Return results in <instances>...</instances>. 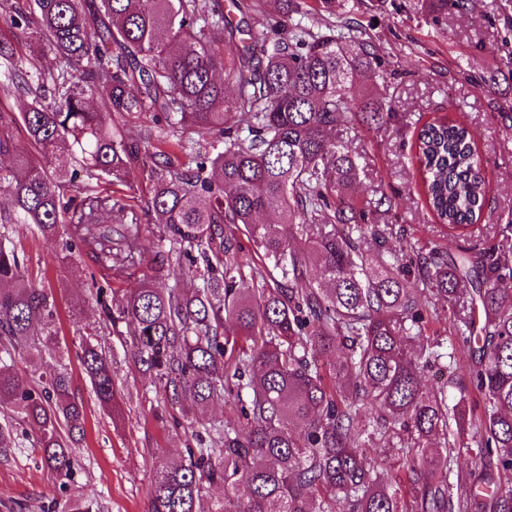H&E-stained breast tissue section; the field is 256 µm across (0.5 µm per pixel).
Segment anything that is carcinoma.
I'll use <instances>...</instances> for the list:
<instances>
[{
  "label": "carcinoma",
  "instance_id": "carcinoma-1",
  "mask_svg": "<svg viewBox=\"0 0 512 512\" xmlns=\"http://www.w3.org/2000/svg\"><path fill=\"white\" fill-rule=\"evenodd\" d=\"M438 17L470 0H423ZM336 14V0H316ZM267 9L233 24L197 0H0L16 43L0 41V89L30 102L21 116L0 110V226L67 236L65 247L98 260L112 254L110 279L148 261L149 224L205 266L192 294L149 283L129 293L92 294L112 330L125 325L138 369L168 401L188 409L232 404L247 421L202 425L196 447L156 468L148 512H200L215 485L224 496L208 512H512V251L483 237L487 205L482 160L462 122L422 127L414 148L425 203L448 227V251L412 264L389 261L386 232L371 223L393 200L366 209L348 198L359 178L358 154L336 131L359 116L389 121L388 97H356L361 73L376 74L378 45L351 24L309 23L306 0H266ZM37 43L59 64L32 77L16 44ZM235 45L233 62L224 44ZM233 95L225 94L226 87ZM96 95L100 106L92 109ZM151 112L186 133L224 140L213 155L182 166L146 150L150 126L115 116ZM249 116L242 135L237 114ZM21 124L46 160L15 148ZM142 170L145 206L102 193ZM82 187L83 196H67ZM243 226L279 278L254 295L239 287L237 238ZM482 237L481 247L460 241ZM0 233V464L35 434L44 467L68 492L72 448L84 436L85 410L71 394L63 361L48 371L15 373L12 354L56 351L57 311L47 290L27 279L17 251ZM372 245L364 246L365 239ZM319 265L326 284L309 279ZM436 298L457 319L452 347L468 358L466 381L448 404V385L422 376L448 357L444 342L422 343L439 319ZM97 400L118 403L112 351L97 331L75 352ZM336 365L330 366V358ZM384 442L399 475L366 446ZM466 465H461V458ZM61 512H104L96 499L67 497Z\"/></svg>",
  "mask_w": 512,
  "mask_h": 512
}]
</instances>
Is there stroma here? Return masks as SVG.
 <instances>
[{"mask_svg": "<svg viewBox=\"0 0 512 512\" xmlns=\"http://www.w3.org/2000/svg\"><path fill=\"white\" fill-rule=\"evenodd\" d=\"M468 12L432 18L421 0H336V14L352 18L380 46L376 79L361 78L359 90L393 99L394 113L381 129L350 123L342 133L360 155L363 172L352 187L364 204L380 195L394 205L379 218L389 248L417 258L448 246V230L429 212L413 143L422 126L440 117L466 124L485 163L488 205L481 224L488 239L512 220V0H472ZM8 240L25 260V273L47 289L60 315L59 347L45 365L69 361L72 392L85 407V436L73 449L79 467L73 495L96 498L108 512H147L158 461H176L191 445L193 426L168 402L150 375L135 367L132 340L108 327L89 298L88 257L20 228ZM154 283L186 292L199 287L184 273L159 233L148 234ZM98 329L114 353L112 369L121 394L118 411L103 409L73 355L79 333ZM59 482L37 450L27 449L0 465V512H46L60 500Z\"/></svg>", "mask_w": 512, "mask_h": 512, "instance_id": "1", "label": "stroma"}]
</instances>
